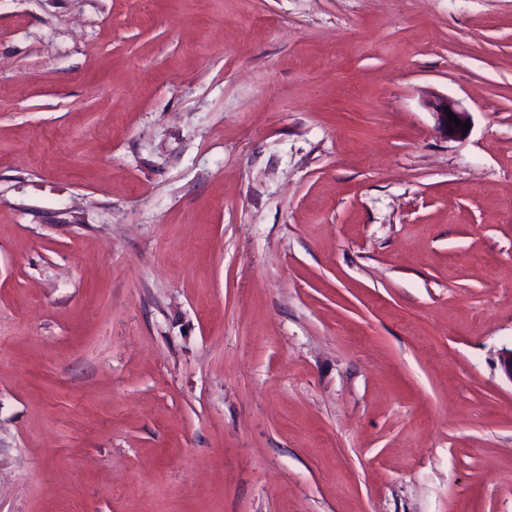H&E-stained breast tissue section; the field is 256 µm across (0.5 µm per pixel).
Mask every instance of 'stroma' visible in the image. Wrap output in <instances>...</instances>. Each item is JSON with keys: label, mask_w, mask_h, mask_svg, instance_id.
<instances>
[{"label": "stroma", "mask_w": 512, "mask_h": 512, "mask_svg": "<svg viewBox=\"0 0 512 512\" xmlns=\"http://www.w3.org/2000/svg\"><path fill=\"white\" fill-rule=\"evenodd\" d=\"M511 348L512 0H0V512H512ZM427 107L434 115L439 131L445 137L458 139L463 138L468 134L469 130L466 134L462 133V125L466 122H469L470 124L469 113L465 109L461 108L458 102L449 99L447 96H437L433 100H429L427 102ZM446 108H449L451 113L461 121V126L456 127L455 123L450 121L446 113Z\"/></svg>", "instance_id": "obj_1"}]
</instances>
